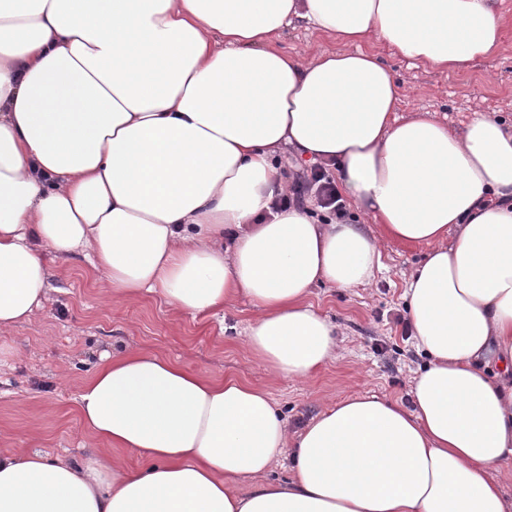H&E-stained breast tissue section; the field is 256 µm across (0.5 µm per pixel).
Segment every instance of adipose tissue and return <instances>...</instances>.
<instances>
[{
    "label": "adipose tissue",
    "instance_id": "ef3b65f1",
    "mask_svg": "<svg viewBox=\"0 0 512 512\" xmlns=\"http://www.w3.org/2000/svg\"><path fill=\"white\" fill-rule=\"evenodd\" d=\"M501 4L0 0V333L43 307L47 255H80L116 301L156 293L195 316L247 299L252 357L303 379L337 349L313 288L369 283L384 242L430 248L404 290L428 358L411 406L355 395L292 435L263 387L107 352L76 403L96 449L0 455V512L512 507V125L399 114L384 62L468 71L503 47ZM298 20L337 49L274 47ZM284 147L336 162L377 231L274 209ZM286 455L291 478L268 479Z\"/></svg>",
    "mask_w": 512,
    "mask_h": 512
}]
</instances>
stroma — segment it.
<instances>
[{"label": "stroma", "mask_w": 512, "mask_h": 512, "mask_svg": "<svg viewBox=\"0 0 512 512\" xmlns=\"http://www.w3.org/2000/svg\"><path fill=\"white\" fill-rule=\"evenodd\" d=\"M275 45L300 58L336 48L333 38L303 25L286 29ZM386 63L400 86V114L428 110L457 130L476 112L512 122V22L504 51L466 73L392 57ZM426 252L422 245L391 242L382 254L383 273L368 286L314 289L310 301L335 326L339 349L334 361L301 381L271 378L251 358L245 330L254 310L247 301L218 314L177 316L154 294L112 300L83 258L54 261L48 305L0 335V451H39L51 459L86 454L93 442L73 400L103 352L139 347L216 378L265 386L292 433L348 395L410 403V382L425 358L396 319L408 314L405 280Z\"/></svg>", "instance_id": "stroma-1"}]
</instances>
